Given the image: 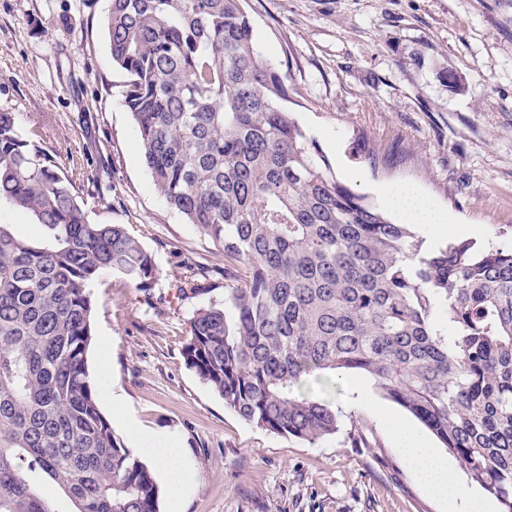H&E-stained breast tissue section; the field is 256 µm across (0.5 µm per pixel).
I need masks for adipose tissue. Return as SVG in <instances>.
I'll return each instance as SVG.
<instances>
[{"mask_svg":"<svg viewBox=\"0 0 512 512\" xmlns=\"http://www.w3.org/2000/svg\"><path fill=\"white\" fill-rule=\"evenodd\" d=\"M386 199L390 206L403 212L411 223L422 230L432 232L449 221L446 212L412 189L402 187L387 192ZM395 430L409 468L425 491L441 502L447 512H492L491 504L473 495L460 482L452 465L427 440L404 425H396ZM135 437L137 455L153 463L173 498H181L189 475L182 449L166 446L162 440L140 430L136 431Z\"/></svg>","mask_w":512,"mask_h":512,"instance_id":"adipose-tissue-1","label":"adipose tissue"}]
</instances>
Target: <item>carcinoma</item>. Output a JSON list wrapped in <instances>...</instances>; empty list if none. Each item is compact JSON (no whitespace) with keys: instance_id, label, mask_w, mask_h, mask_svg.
Masks as SVG:
<instances>
[{"instance_id":"cac0c4a2","label":"carcinoma","mask_w":512,"mask_h":512,"mask_svg":"<svg viewBox=\"0 0 512 512\" xmlns=\"http://www.w3.org/2000/svg\"><path fill=\"white\" fill-rule=\"evenodd\" d=\"M123 103L157 192L239 265L224 306L189 319L182 355L243 420L315 443L338 415L311 392L360 374L512 512V247L433 250L352 191L285 106L245 0H108ZM0 512H159V487L99 405L87 353L111 270L150 294L152 254L97 224L56 162L0 112ZM0 224H12L15 234L22 237L36 239L43 232L30 214L17 211L6 204L0 206Z\"/></svg>"}]
</instances>
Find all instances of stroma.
Wrapping results in <instances>:
<instances>
[{
    "instance_id": "stroma-1",
    "label": "stroma",
    "mask_w": 512,
    "mask_h": 512,
    "mask_svg": "<svg viewBox=\"0 0 512 512\" xmlns=\"http://www.w3.org/2000/svg\"><path fill=\"white\" fill-rule=\"evenodd\" d=\"M108 0H0V111L59 165L89 219L121 224L152 254L144 294L101 273L90 374L126 447L125 416L183 448L189 486L159 512H442L405 463L391 424L419 423L363 376L340 380L336 433L316 443L242 420L184 362L188 320L224 302L222 248L153 186L124 72L106 37ZM287 107L336 178L375 205L414 185L460 227L512 244V0H247ZM456 87H449V77ZM211 289L181 296L189 268ZM122 404H113L110 390ZM388 419H381V412Z\"/></svg>"
}]
</instances>
